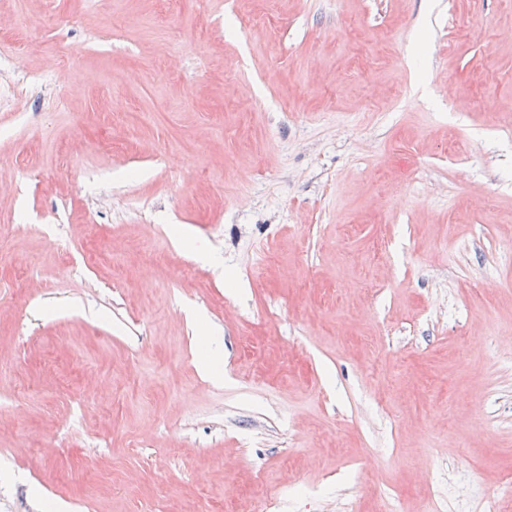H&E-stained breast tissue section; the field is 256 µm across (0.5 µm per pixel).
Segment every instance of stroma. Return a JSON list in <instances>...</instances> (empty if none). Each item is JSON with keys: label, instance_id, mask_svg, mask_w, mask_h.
Returning <instances> with one entry per match:
<instances>
[{"label": "stroma", "instance_id": "stroma-1", "mask_svg": "<svg viewBox=\"0 0 512 512\" xmlns=\"http://www.w3.org/2000/svg\"><path fill=\"white\" fill-rule=\"evenodd\" d=\"M2 54L0 512L512 482V0H0Z\"/></svg>", "mask_w": 512, "mask_h": 512}]
</instances>
